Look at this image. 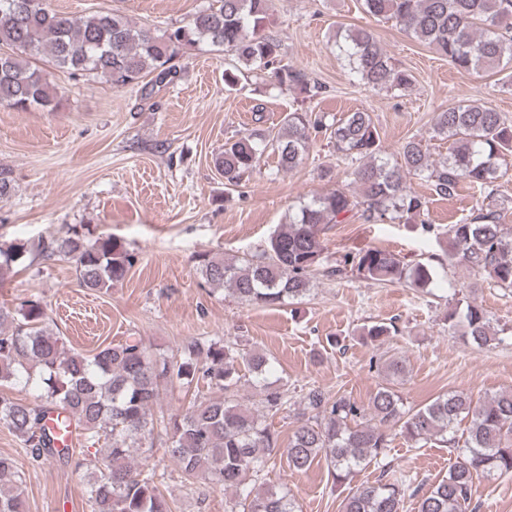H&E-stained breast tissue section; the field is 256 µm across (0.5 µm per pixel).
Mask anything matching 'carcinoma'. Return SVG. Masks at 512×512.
I'll return each instance as SVG.
<instances>
[{
	"mask_svg": "<svg viewBox=\"0 0 512 512\" xmlns=\"http://www.w3.org/2000/svg\"><path fill=\"white\" fill-rule=\"evenodd\" d=\"M26 2L0 0V104L18 112L58 107V91L39 66L45 58L74 77L99 76L116 88L138 86L147 99L156 87L173 82L181 57L200 43L232 53L235 65L224 70L230 88L245 69L267 71L276 86L295 88L308 99L322 93L319 83L282 63L280 43L270 33L272 0H211L187 24L161 36L113 12L69 15L49 9L44 0L21 8ZM363 6L373 17L394 20L458 70L512 68V0H364ZM335 44L363 84L411 87L412 75L393 61L370 29L350 30ZM432 131L451 141L448 156L437 162L417 138L402 145L398 158L386 154L364 111L338 118L290 112L276 132L257 129L225 141L214 166L226 185L238 186L267 151L277 156L278 169H296L312 134L323 133L347 162L354 189L333 188L300 202L253 252L231 261L198 256L201 276L241 301L265 307L308 295L319 275L340 277L348 270L376 284L428 289L434 281L431 265L384 249L360 251L346 256L342 265L326 267L321 237L351 215L367 224L418 222L424 232L437 234L425 221L429 200L406 186L410 175L429 182L440 198L457 196L464 182L491 197L501 164L512 157V122L472 101L435 113ZM15 187L12 170L0 166V199L11 197ZM37 258L71 262L80 284L94 291L112 288L137 262L112 237L92 238L74 226L63 236L50 234L31 245L1 244L0 275ZM444 260L512 289V233L489 203L448 227ZM457 305L448 319L463 323L467 343L484 349L504 341L491 331L487 312L476 301ZM394 331L391 323H377L365 328V336L376 342ZM240 362L261 390L250 407L237 400ZM269 370V358L262 353L236 341L202 337L188 340L172 355L140 338L91 355L68 352L40 298L30 297L17 310L0 306V425L15 433L34 461L54 460L82 473L90 512H171L160 489L166 472L135 462L139 454L150 455L158 430L167 437L184 481L201 478L228 494L225 512H300L288 488L265 481L269 461L279 450L295 470L324 458L338 486L377 465L381 478L349 492L341 512H401L410 485L388 461L393 430L417 444L434 440L456 453L448 476L418 500L417 512H469L475 480L512 474V392L476 403L463 391H449L415 409L391 386L374 392L366 407L312 386L301 397L302 412L283 447L267 419L288 409V389L266 382ZM19 383L33 390L35 403L5 392ZM201 385L209 395L189 402L185 410L152 412L167 387L189 391ZM465 419L461 442L456 426ZM52 421L74 426L86 447L77 452L59 442ZM23 484L16 461L0 456V512H23Z\"/></svg>",
	"mask_w": 512,
	"mask_h": 512,
	"instance_id": "cac0c4a2",
	"label": "carcinoma"
}]
</instances>
